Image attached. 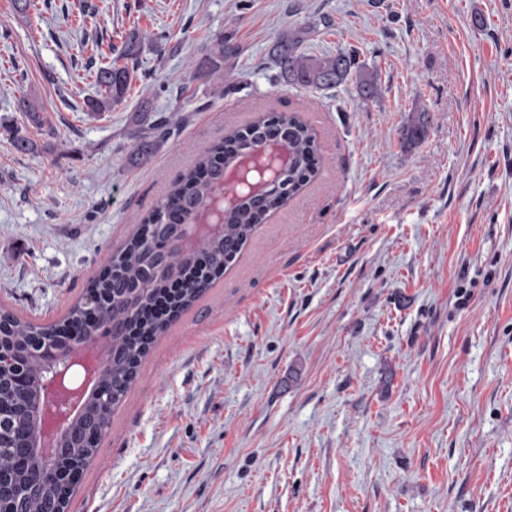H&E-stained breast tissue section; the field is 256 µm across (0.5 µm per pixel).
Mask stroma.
Segmentation results:
<instances>
[{
	"label": "stroma",
	"mask_w": 512,
	"mask_h": 512,
	"mask_svg": "<svg viewBox=\"0 0 512 512\" xmlns=\"http://www.w3.org/2000/svg\"><path fill=\"white\" fill-rule=\"evenodd\" d=\"M307 24L377 69L376 102L277 81ZM134 29L130 90L91 114L94 44ZM258 112L299 113L321 172L157 342L69 512H512V0H0V306L62 317ZM235 51L234 47L229 44V41L224 40L218 42L217 48L200 64L208 75L219 77L224 69V56L232 54ZM412 117L402 127V143L407 145L419 143L429 122L428 111L419 108L413 111Z\"/></svg>",
	"instance_id": "1"
}]
</instances>
